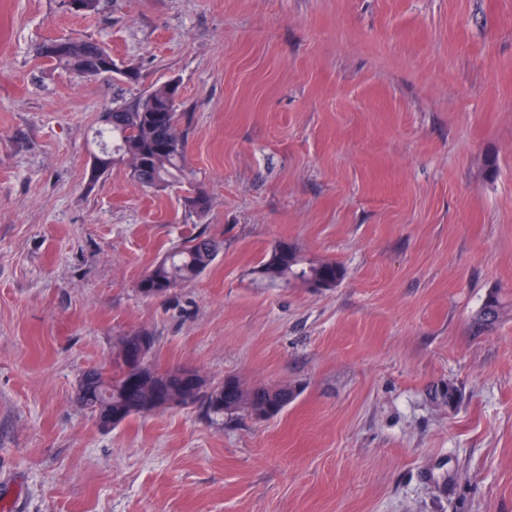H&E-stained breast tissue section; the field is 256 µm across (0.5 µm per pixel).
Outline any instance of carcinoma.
Segmentation results:
<instances>
[{
	"instance_id": "obj_1",
	"label": "carcinoma",
	"mask_w": 512,
	"mask_h": 512,
	"mask_svg": "<svg viewBox=\"0 0 512 512\" xmlns=\"http://www.w3.org/2000/svg\"><path fill=\"white\" fill-rule=\"evenodd\" d=\"M93 47V42L49 39L40 45L38 55L57 67L91 78L93 73L89 70L88 50ZM179 95L180 86L176 81L158 85L120 105L119 112L107 109L111 119L101 122L97 131L102 145H112V162L126 163L133 179L144 188L162 191L192 177L185 165L187 133L181 128V117L176 112ZM218 254L217 242L202 230L174 247L159 261L140 281L139 289L147 296L155 295L158 289L165 296L181 283L201 275ZM260 274L271 282H297L315 290L334 288L344 277L342 267L336 262L307 260L295 245L288 242L277 244L264 258ZM507 317L512 318V299L502 297L494 288L473 315L472 325L485 331L496 327ZM132 372V366L115 355L111 371L91 369L82 375L80 381L92 392L101 389L111 391L110 397L86 406L94 419L111 416L115 418L112 426L116 427L141 414L133 398L124 392ZM234 393L238 394V402L243 405L255 404L263 409L273 407L276 415L284 409L279 386L248 388L237 381ZM225 399L224 383H210L201 399V409L210 417H222Z\"/></svg>"
}]
</instances>
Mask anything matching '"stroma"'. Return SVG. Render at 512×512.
<instances>
[{
  "label": "stroma",
  "instance_id": "stroma-1",
  "mask_svg": "<svg viewBox=\"0 0 512 512\" xmlns=\"http://www.w3.org/2000/svg\"><path fill=\"white\" fill-rule=\"evenodd\" d=\"M54 38L105 45L111 77L40 58ZM170 79L192 183L92 180L103 110ZM201 230L214 263L141 294ZM283 241L341 283L264 279ZM492 288L512 0H0V512H512V319L470 324ZM136 332L158 369L300 393L101 429L77 382Z\"/></svg>",
  "mask_w": 512,
  "mask_h": 512
}]
</instances>
